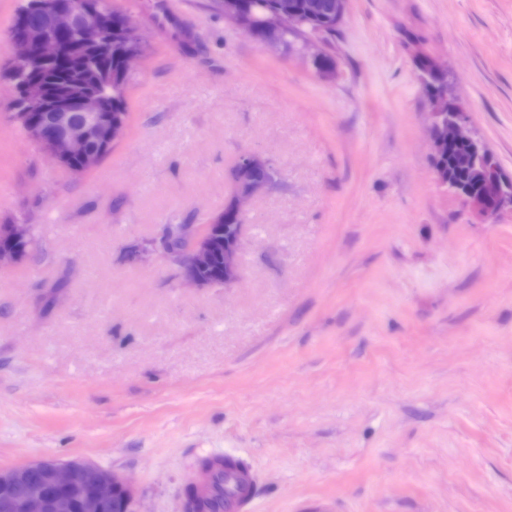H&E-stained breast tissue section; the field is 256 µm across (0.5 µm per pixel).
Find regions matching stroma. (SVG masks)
<instances>
[{"mask_svg": "<svg viewBox=\"0 0 512 512\" xmlns=\"http://www.w3.org/2000/svg\"><path fill=\"white\" fill-rule=\"evenodd\" d=\"M23 0H0V469L83 459L140 512H185L203 459L245 461L250 512H512V212L440 184L415 51L512 172V0H349L319 78L212 0H112L140 27L124 139L75 176L12 118ZM277 183L240 278L185 286L128 245L204 224L239 156Z\"/></svg>", "mask_w": 512, "mask_h": 512, "instance_id": "35a3bbf8", "label": "stroma"}]
</instances>
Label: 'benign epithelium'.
<instances>
[{"instance_id":"benign-epithelium-1","label":"benign epithelium","mask_w":512,"mask_h":512,"mask_svg":"<svg viewBox=\"0 0 512 512\" xmlns=\"http://www.w3.org/2000/svg\"><path fill=\"white\" fill-rule=\"evenodd\" d=\"M224 19L254 36L252 28L238 9V0H214ZM31 10L42 17L41 25L12 29L8 42L14 49L9 61L10 73L20 74L40 62L59 59L69 51L66 34L78 28L89 46L112 44V18L100 16L80 0H32ZM297 17L289 8V0H281V9L266 21L268 34L258 42L276 45L272 32L296 24ZM428 138L432 152L442 143L464 144L467 152L460 155L458 167L469 172L471 184L441 180L448 190L463 198L479 216L492 218L504 209L512 210V173L501 166L495 153L474 132L470 112L456 101L450 83H444L431 101ZM50 112L53 127L35 124L26 127L30 138L43 142L44 151L63 163L75 156L84 158L86 169L95 167L100 154L120 141L127 125L113 119L105 128L96 125L102 111L100 99L90 93L60 88L48 94L39 86H25L14 109ZM277 177L271 157L260 151L241 154L230 173L234 192L230 199L234 211L243 215L244 200L269 188ZM224 250V270L219 284L228 285L237 277L242 251V231L229 244L213 238L205 224H163L151 239L130 247L133 261L146 262L156 255L174 264L189 284L206 288L212 283L201 278L214 253ZM84 491L80 512H103L104 503L113 491H122L121 512H138L131 488L119 476L85 460L41 458L24 465L0 470V512H73L71 491Z\"/></svg>"}]
</instances>
